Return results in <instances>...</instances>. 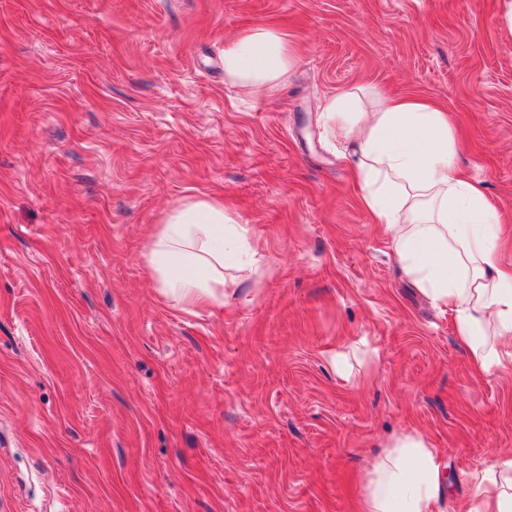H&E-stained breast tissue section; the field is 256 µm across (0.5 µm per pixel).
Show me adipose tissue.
<instances>
[{
  "instance_id": "obj_1",
  "label": "adipose tissue",
  "mask_w": 512,
  "mask_h": 512,
  "mask_svg": "<svg viewBox=\"0 0 512 512\" xmlns=\"http://www.w3.org/2000/svg\"><path fill=\"white\" fill-rule=\"evenodd\" d=\"M296 62L280 31L257 26L224 48V74L239 88L277 87ZM328 131L361 186L360 202L386 231L413 287L450 313L474 367L490 375L512 363V273L502 270L497 216L479 184L460 173L446 109L419 98H385L372 111L354 94L327 99ZM250 228L231 223L223 202L202 194L163 215L144 253L158 292L183 308L223 306L257 261ZM466 512H512V462L474 476ZM443 464L424 437L397 438L363 484L361 512H435Z\"/></svg>"
}]
</instances>
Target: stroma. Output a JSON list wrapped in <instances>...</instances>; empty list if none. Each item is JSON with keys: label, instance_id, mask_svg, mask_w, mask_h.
Segmentation results:
<instances>
[{"label": "stroma", "instance_id": "1", "mask_svg": "<svg viewBox=\"0 0 512 512\" xmlns=\"http://www.w3.org/2000/svg\"><path fill=\"white\" fill-rule=\"evenodd\" d=\"M501 0H0V512H356L423 434L461 512L512 460V368L478 375L358 200L323 102L434 100L512 268V32ZM265 25L299 61L224 80ZM199 193L259 240L220 311L143 253ZM347 355L346 373L330 365ZM296 63V52L280 31L253 27L224 48V74L239 88L277 87Z\"/></svg>", "mask_w": 512, "mask_h": 512}]
</instances>
